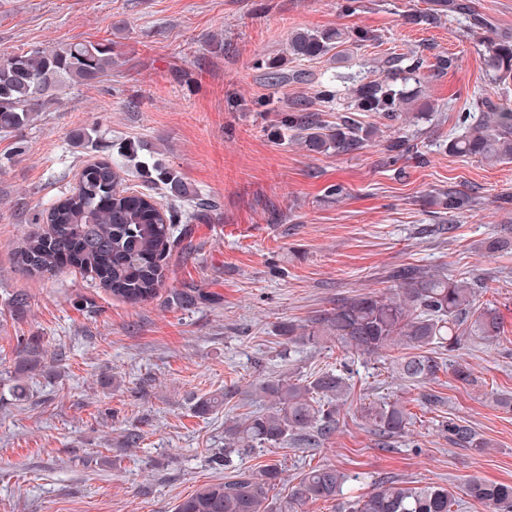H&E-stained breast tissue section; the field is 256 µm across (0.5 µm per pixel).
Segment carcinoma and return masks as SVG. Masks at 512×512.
Listing matches in <instances>:
<instances>
[{
	"label": "carcinoma",
	"instance_id": "obj_1",
	"mask_svg": "<svg viewBox=\"0 0 512 512\" xmlns=\"http://www.w3.org/2000/svg\"><path fill=\"white\" fill-rule=\"evenodd\" d=\"M465 7L457 0H439V8L410 16L415 25L436 24L441 17ZM369 30L354 33L338 28L296 30L288 34V54L298 60L330 57L336 61L349 46L378 41ZM491 83H512V30H501L478 40ZM402 59L384 61L385 76L364 81L355 76L333 75L347 80L350 110L382 112L398 119L414 97L405 94L403 83H421L423 62L401 66ZM112 67V47L91 42H71L51 50H32L0 58V131L15 132L37 120L40 113L59 102L65 89L88 83ZM291 137L313 152L330 149L347 153L361 148L374 134L353 119L336 126L321 124L310 112L298 111L282 118ZM463 132L448 139V151L477 157L489 166L512 163V105L480 98L476 113L462 119ZM125 160L103 157L86 164L78 181L41 212L32 214L29 231L15 253L18 267L28 275L53 278L73 267L112 296L131 304L155 299L163 286L168 259L175 252L194 250L191 229L180 226L172 204L161 205L154 196L127 184L129 163L166 186L178 201L192 202L198 192L179 174L160 163L137 160V149L123 154ZM469 196L450 192L444 205L450 211L471 206ZM396 294L373 293L350 297L329 313L303 325L284 326L288 341L316 345L334 342L347 352L380 357L396 355L392 371L405 382L425 385L437 378L442 363L437 351L459 349L465 336L490 343L502 336L498 310L477 303L474 284L440 271L404 267L392 277ZM205 294L191 285L173 288L171 301L182 309L194 307ZM256 392L269 401L261 411L250 412L224 428V456L275 448L289 441L318 447L336 430L348 402L349 378L333 369L305 379L281 376L262 381ZM361 418L380 441L400 437L411 416L398 401L371 402ZM448 441L461 448L489 447L468 426L446 425ZM282 481L275 463L256 470H238L224 479L201 486L177 504L175 512H299L309 501H343L348 512H452L456 499L440 484L411 486L383 480L354 500L344 499L350 476L332 465H321L304 474L285 500H271L269 493ZM468 494L485 512H512V485L471 477Z\"/></svg>",
	"mask_w": 512,
	"mask_h": 512
}]
</instances>
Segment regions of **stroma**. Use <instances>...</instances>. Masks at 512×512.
I'll return each instance as SVG.
<instances>
[{"instance_id":"1","label":"stroma","mask_w":512,"mask_h":512,"mask_svg":"<svg viewBox=\"0 0 512 512\" xmlns=\"http://www.w3.org/2000/svg\"><path fill=\"white\" fill-rule=\"evenodd\" d=\"M468 10L434 25L409 24L432 0H0V57L73 41L105 43L112 67L76 86L24 129L0 133V512H174L201 485L224 478V425L262 407L253 386L288 373L345 368L351 397L319 447L288 443L244 456L232 468L278 463L283 489L313 467L350 475L351 495L386 477L447 486L458 512H485L465 483L512 484V163L496 167L450 154L448 136L475 96L512 98L490 84L470 17L512 30V0H464ZM371 30L342 71L383 78L375 61L417 53L452 60L433 73L409 114L356 120L375 134L352 153H313L289 139L282 113L299 108L333 125L347 116L345 87L321 98L330 62L290 61L294 30ZM286 62L306 81L275 83L264 63ZM94 129L93 145L71 135ZM402 140L410 156L391 162ZM134 144L176 170L213 206L186 216L196 249L168 261L165 293L132 305L78 269L53 279L24 273L14 254L28 219L75 185L82 167L111 146ZM450 191L472 197L451 213ZM417 266L475 280L480 304L499 311V342L469 340L443 354L435 380L410 385L390 361L338 347L291 344L301 324L358 294L389 295V276ZM192 284L207 295L189 310L166 292ZM29 298L16 309V294ZM470 367L468 386L453 374ZM27 387L24 397L11 390ZM230 401L200 414V399ZM399 401L408 434L378 447L362 404ZM458 422L487 449L448 441ZM137 443H129L130 434Z\"/></svg>"}]
</instances>
